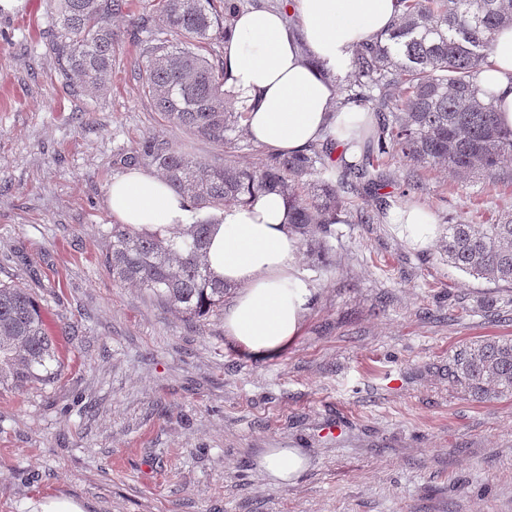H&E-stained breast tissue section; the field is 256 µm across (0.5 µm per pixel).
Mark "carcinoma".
Here are the masks:
<instances>
[{
  "label": "carcinoma",
  "mask_w": 512,
  "mask_h": 512,
  "mask_svg": "<svg viewBox=\"0 0 512 512\" xmlns=\"http://www.w3.org/2000/svg\"><path fill=\"white\" fill-rule=\"evenodd\" d=\"M402 13L388 32L366 40L351 63L352 82L336 110L371 112L375 135L356 162L333 172L335 138L292 155H268L243 168L194 159L150 142L143 157L170 186L206 211L179 237L139 233L112 225L105 263L114 280L139 286L190 319L224 305L228 286L205 261L214 212L224 204L279 192L291 205V224L313 246L326 244L335 215L354 197L390 180L388 162L412 165L406 189L421 185L420 169L444 166L459 176L496 178L512 158V129L497 120L495 95L477 84L488 63L492 35L512 24V0H398ZM241 0H157L163 36L148 50L144 94L169 121L216 142L244 130L245 112L224 91V65L201 53L225 38ZM126 0H57L58 27L51 50L66 84L106 88L121 35L111 18ZM317 176L313 190L301 191ZM441 254L459 271L512 288V213L495 224L459 220L444 225ZM30 289L0 283V386L22 391L58 381L59 338ZM448 379L471 396L491 400L512 394V338L486 340L456 351Z\"/></svg>",
  "instance_id": "1"
}]
</instances>
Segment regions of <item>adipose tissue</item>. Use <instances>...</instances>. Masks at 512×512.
<instances>
[{
  "label": "adipose tissue",
  "instance_id": "obj_1",
  "mask_svg": "<svg viewBox=\"0 0 512 512\" xmlns=\"http://www.w3.org/2000/svg\"><path fill=\"white\" fill-rule=\"evenodd\" d=\"M295 14L290 28L285 13ZM397 0H290L287 11L240 12L224 41V77L245 106L247 136L274 153H295L334 135L346 152L374 126L372 113L334 109L339 84L355 51L398 19ZM492 85L499 119L512 127V26L493 35L489 65L479 75ZM109 207L139 232L179 234L193 215L190 199L162 176L132 169L107 189ZM397 236L424 248L439 236L432 212L422 206L393 209ZM205 261L235 290L224 309V334L256 358L281 355L301 336L312 291L299 270L300 244L290 224L287 198L272 192L230 203L209 231ZM271 480L290 484L306 469L296 448L269 449L260 461Z\"/></svg>",
  "mask_w": 512,
  "mask_h": 512
}]
</instances>
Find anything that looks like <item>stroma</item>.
<instances>
[{
    "label": "stroma",
    "instance_id": "stroma-1",
    "mask_svg": "<svg viewBox=\"0 0 512 512\" xmlns=\"http://www.w3.org/2000/svg\"><path fill=\"white\" fill-rule=\"evenodd\" d=\"M152 0L113 18L122 43L101 93L70 91L50 50L55 0L0 11V281L31 288L53 325L72 324L58 382L0 389V512L49 496L86 512H512V395L484 402L449 381L460 347L512 338V288L413 249L357 207L400 192L406 165L334 225L325 259L302 254L313 295L288 351L259 359L104 264L116 222L107 188L157 140L250 167L266 149L197 137L143 92ZM426 173L407 203L436 220L489 224L512 183L481 173L459 193ZM299 448L307 469L270 482L259 461Z\"/></svg>",
    "mask_w": 512,
    "mask_h": 512
}]
</instances>
